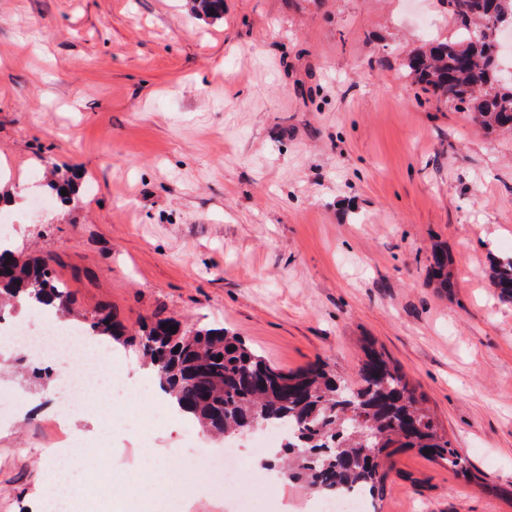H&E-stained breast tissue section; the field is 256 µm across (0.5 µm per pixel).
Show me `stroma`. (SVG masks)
<instances>
[{"mask_svg": "<svg viewBox=\"0 0 512 512\" xmlns=\"http://www.w3.org/2000/svg\"><path fill=\"white\" fill-rule=\"evenodd\" d=\"M453 24L441 0H0V189L16 250L47 257L76 314L127 331L154 315L218 325L286 371L352 376L364 346L395 363L469 476L392 449L376 512H512V303L485 272L512 256V136L487 134L404 77L399 58ZM74 202L51 200L49 177ZM453 262L444 293L435 246ZM0 348V512H41L64 392L46 361ZM145 403L92 392L71 413L69 477L121 512H159L131 470L224 453L190 417L148 440L114 417ZM111 475L87 482L88 461ZM200 470L185 512H232ZM449 266L448 251L442 247L434 248L428 264L429 273L434 279L439 281L440 287L445 292L451 293L456 283Z\"/></svg>", "mask_w": 512, "mask_h": 512, "instance_id": "35a3bbf8", "label": "stroma"}]
</instances>
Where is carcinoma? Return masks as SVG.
Wrapping results in <instances>:
<instances>
[{"mask_svg":"<svg viewBox=\"0 0 512 512\" xmlns=\"http://www.w3.org/2000/svg\"><path fill=\"white\" fill-rule=\"evenodd\" d=\"M441 2L458 30L409 53L400 68L437 103L471 112L487 131L512 132V81L499 82V62L493 58L498 32L512 26V0ZM188 4L198 16L224 15V0ZM49 188L63 203L76 194L68 181ZM428 268L444 291H453L446 249H433ZM489 277L498 296L512 302V260L493 265ZM27 299L71 313L69 292L48 262L25 257L0 241V307ZM80 323L94 336L136 347L160 389L202 430L226 437L262 426L282 431L281 468L287 479L314 490L360 485L367 496L378 497L389 448L415 449L469 476L400 369L372 347L365 349L351 382L321 362L285 372L218 327L187 329L175 318L158 317L129 334L109 313L84 315ZM172 326L177 330L170 331Z\"/></svg>","mask_w":512,"mask_h":512,"instance_id":"carcinoma-1","label":"carcinoma"}]
</instances>
